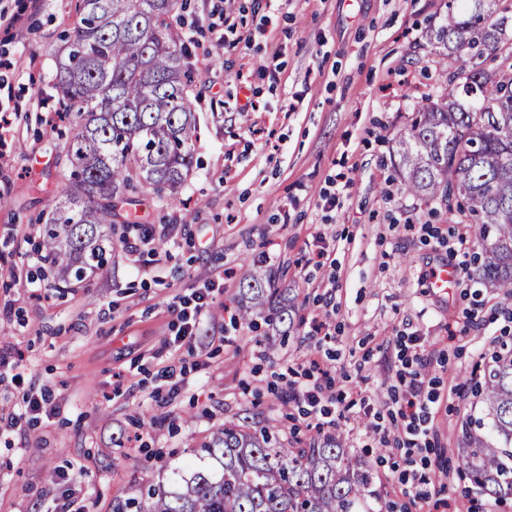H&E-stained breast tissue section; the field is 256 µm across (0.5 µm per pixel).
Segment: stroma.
Listing matches in <instances>:
<instances>
[{
	"instance_id": "obj_1",
	"label": "stroma",
	"mask_w": 512,
	"mask_h": 512,
	"mask_svg": "<svg viewBox=\"0 0 512 512\" xmlns=\"http://www.w3.org/2000/svg\"><path fill=\"white\" fill-rule=\"evenodd\" d=\"M76 0H0V411L24 390L50 391L55 410L37 425H0V512H48L76 489L89 512H112L182 465L225 422L268 416L286 447L316 431L280 396L305 383L322 356L337 387L371 404L389 399L404 336H420L438 395L429 489L460 512H512L489 501L455 465L470 417L485 415L467 379L484 353L512 338V294L472 279L474 233L404 193L390 162L422 94H438L442 66L426 39L448 0H233L249 44L215 47L208 23L220 0H187L179 30L188 50L196 116L193 164L171 199L119 201L131 223L112 227L103 269L61 287L42 263L41 229L61 185L73 118L57 113L55 52L72 36ZM280 71L277 84L260 66ZM259 109L242 111L245 99ZM341 207L322 194L338 173ZM415 225H408V218ZM152 234L156 255L126 239ZM328 254L316 259V236ZM459 267L446 296L431 293L435 266ZM279 289L294 324L281 337L263 317L242 318L251 278ZM207 292L191 343L176 346L177 308ZM478 311L480 325L468 324ZM327 318L324 341L311 333ZM156 415L153 428L136 424ZM353 407L337 427L354 463L372 475L369 512L409 503L378 457L386 442Z\"/></svg>"
}]
</instances>
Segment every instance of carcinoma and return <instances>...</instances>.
<instances>
[{"mask_svg":"<svg viewBox=\"0 0 512 512\" xmlns=\"http://www.w3.org/2000/svg\"><path fill=\"white\" fill-rule=\"evenodd\" d=\"M180 0H79L75 35L56 56L53 88L69 107L63 188L42 245L63 279L82 281L112 252L105 226L126 192L173 191L191 167L195 117L176 11ZM512 0H448L430 45L448 60L445 92L417 107L396 141L403 190L474 226L476 275L512 291ZM496 67H485L487 58ZM243 314L290 320L275 288L254 278ZM487 418L470 419L457 467L486 498L512 497V342L474 383ZM371 474L329 432L285 448L269 424L229 423L183 468L112 512H359Z\"/></svg>","mask_w":512,"mask_h":512,"instance_id":"obj_1","label":"carcinoma"}]
</instances>
